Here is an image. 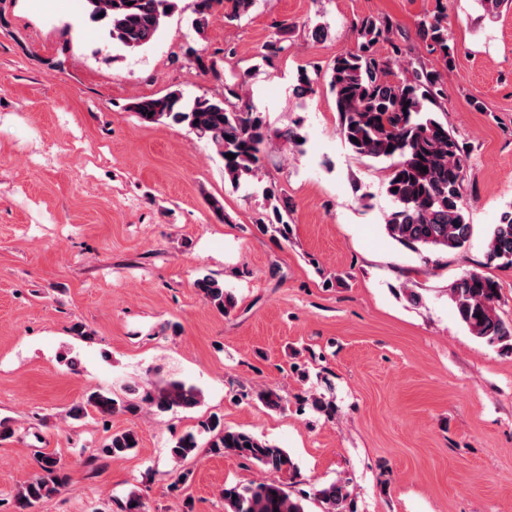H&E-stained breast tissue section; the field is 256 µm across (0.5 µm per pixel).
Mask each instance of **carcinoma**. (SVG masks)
I'll return each instance as SVG.
<instances>
[{
    "label": "carcinoma",
    "instance_id": "cac0c4a2",
    "mask_svg": "<svg viewBox=\"0 0 512 512\" xmlns=\"http://www.w3.org/2000/svg\"><path fill=\"white\" fill-rule=\"evenodd\" d=\"M133 5H128V2ZM89 19L100 23L112 43L134 52L150 44L159 34L176 0H85ZM224 5V18L237 21L248 14L255 0H196L195 30L202 35L214 5ZM448 6L437 0L435 9L417 22V36L427 52L448 66L455 46L448 38ZM357 46L336 56L329 73V86L339 117L338 131L357 155L389 160L386 191L395 207L386 219L387 234L412 249L449 252L463 248L472 234L462 197L467 147L429 109V104L445 95L442 73L408 64L400 72L392 69V57L400 56V29L390 19L363 17L355 23ZM288 26L278 25L277 38L265 46L263 58L285 51ZM389 44L392 54L381 52ZM321 71H298L294 91L304 98L315 91ZM243 82L235 73L224 76V94L199 95L192 99L177 90L158 97L133 101L129 109L145 123H167L185 127L205 142L221 159L224 176L234 188L256 175L268 141L263 113L241 94ZM232 153L234 159L226 154ZM427 171H422V168ZM397 191H392V188ZM265 196L276 204L266 215L264 227L288 239L290 207L288 197L277 196L268 188ZM512 209L501 214L488 232L487 260L498 267H512ZM195 288L203 300L219 313L228 315L235 308L232 293L217 279L205 275ZM502 286L494 277L478 271L462 274L449 289V298L460 322L471 335L490 346L512 352V319L503 318L498 307ZM201 392L193 385L172 381L147 394L145 401L158 414L191 409L200 402ZM265 407L283 410L287 402L274 389L258 392ZM93 409L101 417L114 414L136 416L141 411L132 399L93 392L70 409L79 420ZM212 433L207 447L214 454L232 452L270 470H294L281 448L244 430L224 427L217 417L204 423ZM138 444L137 434L128 429L112 434L103 447L105 455L121 458ZM197 439L186 434L175 442L170 453L177 459L194 455ZM70 480L59 462L49 456L41 459L37 474L13 504V512H31L41 500L59 492ZM285 482L226 485L222 492L224 512H305L302 499L290 495ZM314 496L322 512H355L347 482L335 481L316 490Z\"/></svg>",
    "mask_w": 512,
    "mask_h": 512
}]
</instances>
